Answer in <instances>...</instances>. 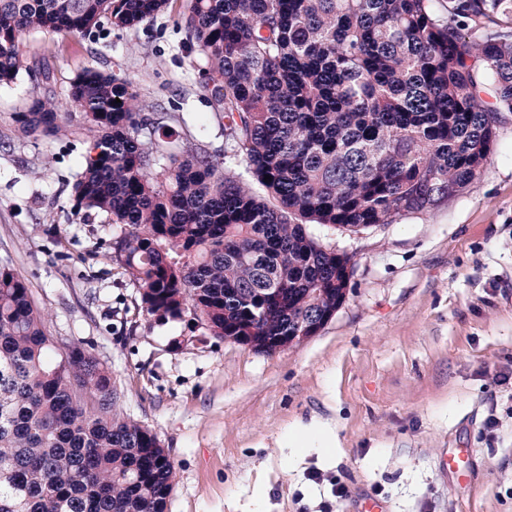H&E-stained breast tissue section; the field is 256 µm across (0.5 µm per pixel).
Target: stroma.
<instances>
[{
	"instance_id": "35a3bbf8",
	"label": "stroma",
	"mask_w": 512,
	"mask_h": 512,
	"mask_svg": "<svg viewBox=\"0 0 512 512\" xmlns=\"http://www.w3.org/2000/svg\"><path fill=\"white\" fill-rule=\"evenodd\" d=\"M181 4L131 29L24 36L30 68L0 87V264L25 280L49 335L111 367L117 413L157 434L176 468L168 512H357L368 498L389 512H512V386L495 381L512 366V112L481 174L434 209L358 233L313 226L351 257L346 299L313 338L257 352L193 313L142 312L103 246L120 226L70 197L92 133L68 88L87 69L132 82L151 120L143 141L223 161V110ZM36 97L66 113V133L18 128ZM299 424L334 448L286 447ZM453 448L474 451L469 490L438 465Z\"/></svg>"
}]
</instances>
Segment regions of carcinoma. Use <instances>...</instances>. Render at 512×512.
<instances>
[{"label":"carcinoma","instance_id":"carcinoma-1","mask_svg":"<svg viewBox=\"0 0 512 512\" xmlns=\"http://www.w3.org/2000/svg\"><path fill=\"white\" fill-rule=\"evenodd\" d=\"M432 2L183 0L224 109L222 166L150 150L128 80L75 77L68 95L94 136L74 206L123 225L107 249L143 311L190 308L213 336L261 337L271 353L275 337L346 298L351 258L308 225L390 224L471 184L500 110L512 111V39L479 21H512V0H448L443 16ZM169 4L0 0V87L30 69L28 33H85L104 19L132 28ZM15 122L26 134L68 128L50 98ZM117 398L107 364L62 348L25 282L0 266V512H164L174 463L156 433L115 412Z\"/></svg>","mask_w":512,"mask_h":512}]
</instances>
